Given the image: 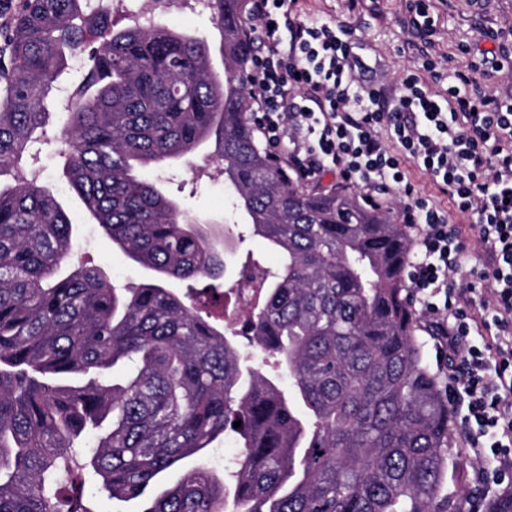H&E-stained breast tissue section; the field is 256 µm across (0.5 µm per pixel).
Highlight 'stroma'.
I'll return each instance as SVG.
<instances>
[{
  "label": "stroma",
  "mask_w": 512,
  "mask_h": 512,
  "mask_svg": "<svg viewBox=\"0 0 512 512\" xmlns=\"http://www.w3.org/2000/svg\"><path fill=\"white\" fill-rule=\"evenodd\" d=\"M415 0H298L295 10L302 16L319 14L349 26L348 41L360 61L356 69L364 84H380L391 89L408 73L420 71L421 63L413 52L404 51L406 42H420V33L408 29L405 21ZM435 20L433 60L438 70L474 72L483 92L505 95L512 91V37L501 31L512 26V0H426ZM86 54L72 60L64 76L54 85L47 107L51 113L48 142L40 162L46 169L44 181L55 188L69 211L78 232L73 239L72 259L87 267L98 268L120 284L143 283L150 271L134 264L118 251L97 224L84 213L79 201L61 175L63 157L56 138L59 113L67 94L86 73ZM197 160L178 167H163L156 176L169 194L188 214L223 220L226 211L224 179L198 172ZM415 195L432 197L447 211L466 238L472 255L467 268L455 274V281L465 280L471 266L477 265L479 249L472 217L458 212L452 199L438 191L429 173L413 160H404Z\"/></svg>",
  "instance_id": "stroma-1"
}]
</instances>
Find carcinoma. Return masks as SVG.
<instances>
[{"instance_id":"obj_1","label":"carcinoma","mask_w":512,"mask_h":512,"mask_svg":"<svg viewBox=\"0 0 512 512\" xmlns=\"http://www.w3.org/2000/svg\"><path fill=\"white\" fill-rule=\"evenodd\" d=\"M89 3L0 0V177L14 181L0 186V512H90L89 482L139 512H459L453 413L404 280L407 227L355 192L304 188L261 145L246 0H208L215 45L157 16L115 29ZM89 41L63 177L152 283L66 266L74 224L24 179L54 83ZM202 150L279 265L251 256L229 288L187 301L167 281L223 277L234 233L147 173ZM246 271L253 301L236 309ZM226 435L238 452L224 474L209 448ZM484 512H512V492Z\"/></svg>"}]
</instances>
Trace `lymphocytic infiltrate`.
Segmentation results:
<instances>
[{"label": "lymphocytic infiltrate", "instance_id": "f902f5d3", "mask_svg": "<svg viewBox=\"0 0 512 512\" xmlns=\"http://www.w3.org/2000/svg\"><path fill=\"white\" fill-rule=\"evenodd\" d=\"M294 4L253 0L261 45L249 73L256 122L271 147L287 148L303 179L331 172L373 194L395 188L409 196L401 221L418 238L407 286L452 368L448 404L466 447L484 463L477 482L510 485L512 95L476 91L474 77L456 71L440 100L411 73L383 104V92L356 80L344 26L295 19ZM406 158L475 220L483 260L465 282L449 274L461 268L469 245L447 212L414 195ZM472 336L480 345L469 344Z\"/></svg>", "mask_w": 512, "mask_h": 512}]
</instances>
